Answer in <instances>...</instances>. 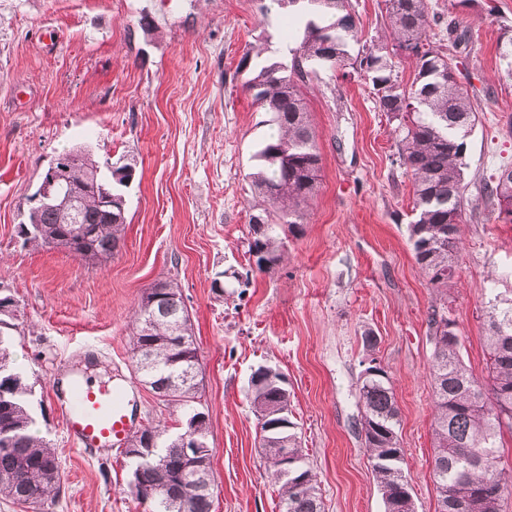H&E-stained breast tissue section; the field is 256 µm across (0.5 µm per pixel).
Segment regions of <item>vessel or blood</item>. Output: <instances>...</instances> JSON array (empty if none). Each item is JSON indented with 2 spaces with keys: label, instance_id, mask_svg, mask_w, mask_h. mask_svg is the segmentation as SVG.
I'll return each mask as SVG.
<instances>
[{
  "label": "vessel or blood",
  "instance_id": "b4317fda",
  "mask_svg": "<svg viewBox=\"0 0 512 512\" xmlns=\"http://www.w3.org/2000/svg\"><path fill=\"white\" fill-rule=\"evenodd\" d=\"M64 417L73 447L90 455L123 446L134 425L133 405L121 385L71 384Z\"/></svg>",
  "mask_w": 512,
  "mask_h": 512
}]
</instances>
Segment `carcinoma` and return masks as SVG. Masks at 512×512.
Segmentation results:
<instances>
[{"label":"carcinoma","mask_w":512,"mask_h":512,"mask_svg":"<svg viewBox=\"0 0 512 512\" xmlns=\"http://www.w3.org/2000/svg\"><path fill=\"white\" fill-rule=\"evenodd\" d=\"M391 45L415 61L416 74L408 87L393 76V64L376 46L350 57L348 46L358 40L350 0H327L312 8L318 20L306 23L291 65L279 61L254 70L245 82L261 109L274 114L278 133L258 152L259 165L252 186L266 207L250 217L249 252L258 270L270 269L284 258L281 234L305 223L316 196L321 155L316 143L301 83L315 67L366 74L376 91L380 110L398 121L397 157L411 175L415 219L409 239L428 284L448 287L456 275L461 218L467 183L463 170L465 138L476 121L475 97L455 78L448 57L428 42L431 26L427 0H385ZM96 179L97 194L80 207L76 223L89 230L73 236L53 202L28 209L18 225L23 245H60L79 262L98 267L119 252L126 216L109 208V198L125 196V184L114 179L110 163L86 155L69 177ZM483 196L498 209V217L512 223V165L483 184ZM116 218L109 221L106 215ZM448 229V235L441 234ZM165 299L151 304V289L142 293L131 323L130 347L135 373L167 407L192 419L198 450L186 458L166 423L159 421L134 432L123 454L129 467L128 486L150 512H213V449L208 445L210 415L200 406L202 364L193 325L181 287L165 279ZM484 310L487 333V378L475 376L460 356L461 336L455 320L442 307L430 306L427 327L433 345L429 374L434 396V474L441 512H502L512 497V473L498 468V438L512 431V295L495 292ZM16 324L0 315V495L16 504L42 503L61 490L58 458L49 440L32 430L29 385L10 359V330ZM156 366L140 367L144 354ZM248 400L260 426L265 469L276 487L281 512H323L316 473L306 460L291 420L287 376L274 368L273 376L249 382ZM355 397L364 420V447L379 485L384 512H398L397 483L402 477L405 449L398 435L400 411L384 369L360 374ZM288 439L296 456L291 474L283 476L277 446Z\"/></svg>","instance_id":"1"}]
</instances>
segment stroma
Returning <instances> with one entry per match:
<instances>
[{
    "label": "stroma",
    "instance_id": "stroma-1",
    "mask_svg": "<svg viewBox=\"0 0 512 512\" xmlns=\"http://www.w3.org/2000/svg\"><path fill=\"white\" fill-rule=\"evenodd\" d=\"M351 4L361 33L349 53L384 45V0ZM428 7L438 18L429 41L478 96L463 158V243L441 295L461 358L483 379V288L491 280L512 289V224L481 195L512 162V72L500 57L512 0ZM305 21L276 0H0V284L18 302L9 350L33 387L34 429L61 461V492L43 512H147L127 488L120 450L91 458L71 446L57 390L70 376L115 378L135 397L137 426L177 422L137 379L126 337L142 292L169 277L181 286L204 367L215 512H279L247 398L262 365L288 378L325 512H384L352 396L367 330L400 408L417 512H436L426 319L440 294L409 240L413 189L397 161L396 124L359 72L319 67L303 83L322 158L317 195L308 223L288 234L282 263L250 265L249 221L263 206L251 175L276 126L243 84L258 48L290 61ZM452 26L461 41H449ZM78 146L135 169L123 245L96 268L18 236L42 174Z\"/></svg>",
    "mask_w": 512,
    "mask_h": 512
}]
</instances>
